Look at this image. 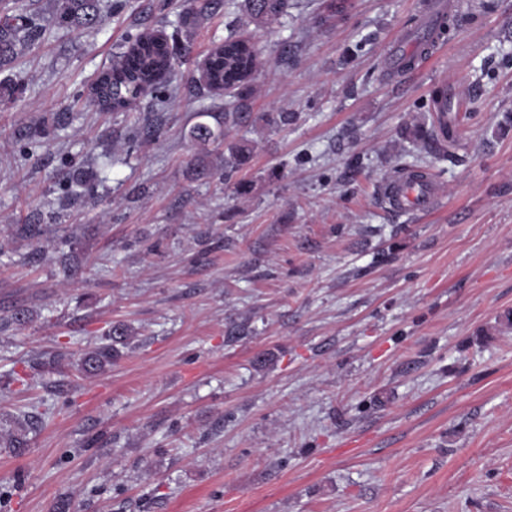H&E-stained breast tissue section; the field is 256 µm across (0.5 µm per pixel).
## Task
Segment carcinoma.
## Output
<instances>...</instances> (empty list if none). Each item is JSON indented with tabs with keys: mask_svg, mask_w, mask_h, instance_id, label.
<instances>
[{
	"mask_svg": "<svg viewBox=\"0 0 512 512\" xmlns=\"http://www.w3.org/2000/svg\"><path fill=\"white\" fill-rule=\"evenodd\" d=\"M56 22L72 30H90L101 21L102 0H52ZM287 0H247L249 17L256 23H264L283 14ZM46 28L32 15H9L0 13V67L8 66L17 59L25 47L40 41ZM175 53L167 38L158 29H146L127 41L120 53L119 63L103 71L90 87L89 96L100 108L109 111H125L142 89L156 90L167 87L173 67ZM256 66V51L230 36L213 46L204 60L201 79L203 86L213 95L224 94V85L233 84L243 96L251 90L250 81ZM190 130L191 139L199 145L224 141L223 122L212 125L204 118ZM419 140L428 139L438 152H448L454 145L456 135L447 128V123L437 120L431 129L416 131ZM251 149L245 141L228 146L224 166L232 169L247 165ZM113 348L100 347L89 355L80 366V371L90 374L112 362Z\"/></svg>",
	"mask_w": 512,
	"mask_h": 512,
	"instance_id": "obj_1",
	"label": "carcinoma"
}]
</instances>
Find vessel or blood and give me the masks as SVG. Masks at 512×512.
I'll list each match as a JSON object with an SVG mask.
<instances>
[{"mask_svg":"<svg viewBox=\"0 0 512 512\" xmlns=\"http://www.w3.org/2000/svg\"><path fill=\"white\" fill-rule=\"evenodd\" d=\"M388 208L397 213L424 215L438 208L441 197L431 177L424 172H401L382 184Z\"/></svg>","mask_w":512,"mask_h":512,"instance_id":"b4317fda","label":"vessel or blood"}]
</instances>
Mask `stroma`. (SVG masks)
<instances>
[{"label":"stroma","instance_id":"1","mask_svg":"<svg viewBox=\"0 0 512 512\" xmlns=\"http://www.w3.org/2000/svg\"><path fill=\"white\" fill-rule=\"evenodd\" d=\"M426 3L288 0L261 25L226 0L188 28L186 0H104L0 71V431L49 405L0 447L8 512H512V0H464L394 72ZM146 25L177 48L174 97L92 106ZM233 30L259 51L244 99L195 81ZM442 86L468 103L450 159L408 135ZM228 105L244 120L201 148L198 112ZM420 153L444 198L393 213L379 185ZM115 324L112 365L80 374Z\"/></svg>","mask_w":512,"mask_h":512}]
</instances>
